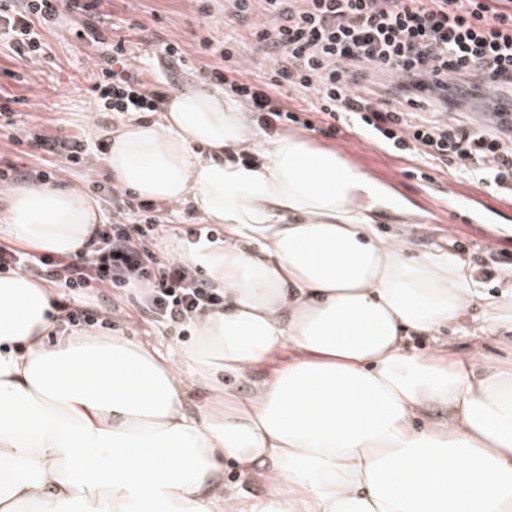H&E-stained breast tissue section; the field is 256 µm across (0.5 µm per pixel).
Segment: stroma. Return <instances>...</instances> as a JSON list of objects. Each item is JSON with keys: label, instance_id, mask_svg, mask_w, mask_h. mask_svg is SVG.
Listing matches in <instances>:
<instances>
[{"label": "stroma", "instance_id": "1", "mask_svg": "<svg viewBox=\"0 0 512 512\" xmlns=\"http://www.w3.org/2000/svg\"><path fill=\"white\" fill-rule=\"evenodd\" d=\"M103 8L116 23L121 34L141 40L140 50L159 56L160 45L152 32L179 43L195 65L209 63L200 52L205 38L236 37L233 60L246 73L270 71L274 63L261 57L253 41L247 38L243 24L225 25L221 6H213L210 15L199 11L197 0H105ZM42 37L49 47L38 66L25 67L0 47V90L19 97L12 125L0 126V168L15 164L34 170L45 162L44 156L25 137L35 126L46 133L85 136L90 148L107 147L109 134L119 128L120 119L109 114L93 116L94 92L90 81L91 66L99 59L96 44L83 34L77 15L63 11L57 26L43 29ZM315 145L336 151L341 157L379 181L392 186L415 206L409 223L381 224V233L403 234L411 253L436 252L452 254L469 263L481 292L493 296L500 292V271L512 268V204L494 199L486 190L475 188L451 173L437 174L435 181L414 173L413 163L394 152L374 146L353 129L342 128L336 136L327 137L311 131L307 134ZM147 290L129 291L120 303L96 296H85L81 305L97 310L107 321V334L122 333L144 337L161 354L173 357L194 339L193 327L163 330L142 321L140 306ZM483 313L475 309L459 324L443 331L438 340L412 339L408 350L421 354L435 343L448 344L458 354L469 353L473 344H481L490 359L507 354L499 337L488 336L474 341L473 331Z\"/></svg>", "mask_w": 512, "mask_h": 512}]
</instances>
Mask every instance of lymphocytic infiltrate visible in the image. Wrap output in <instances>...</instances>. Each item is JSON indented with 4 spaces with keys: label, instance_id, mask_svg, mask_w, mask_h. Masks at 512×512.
Returning <instances> with one entry per match:
<instances>
[{
    "label": "lymphocytic infiltrate",
    "instance_id": "obj_1",
    "mask_svg": "<svg viewBox=\"0 0 512 512\" xmlns=\"http://www.w3.org/2000/svg\"><path fill=\"white\" fill-rule=\"evenodd\" d=\"M102 0H0V38L15 57L34 65L47 48L38 31L61 7L82 15L98 36ZM224 14L247 24L258 50L278 65L266 76L244 77L231 67V41L204 40L209 64L195 75L228 92L275 129L293 122L331 136L338 124L429 170H449L512 202V0H225ZM132 43L113 38L95 66L93 88L104 111H158L166 98L148 71L135 69ZM389 78L387 98L362 83ZM497 99L482 121L432 119L422 106ZM37 150L85 166L89 151L77 135L29 134ZM111 195V222L96 227L79 257L35 255L0 242V272L38 276L69 295L146 287L142 311L157 327H182L222 308L224 295L190 265L158 258L165 231L163 204L117 184L91 181Z\"/></svg>",
    "mask_w": 512,
    "mask_h": 512
}]
</instances>
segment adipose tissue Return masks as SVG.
Segmentation results:
<instances>
[{
	"instance_id": "1",
	"label": "adipose tissue",
	"mask_w": 512,
	"mask_h": 512,
	"mask_svg": "<svg viewBox=\"0 0 512 512\" xmlns=\"http://www.w3.org/2000/svg\"><path fill=\"white\" fill-rule=\"evenodd\" d=\"M244 113L223 87L187 89L161 122L113 132L103 159L123 186L224 227L222 244L178 254L224 291L179 361L118 333L56 335L53 291L0 276V512H512V359L405 345L476 306L477 335L512 333V286L486 296L460 258L380 236L407 201ZM102 221L50 183L0 212L12 242L67 256ZM196 388L210 397L191 412ZM432 406L447 419L423 421Z\"/></svg>"
}]
</instances>
